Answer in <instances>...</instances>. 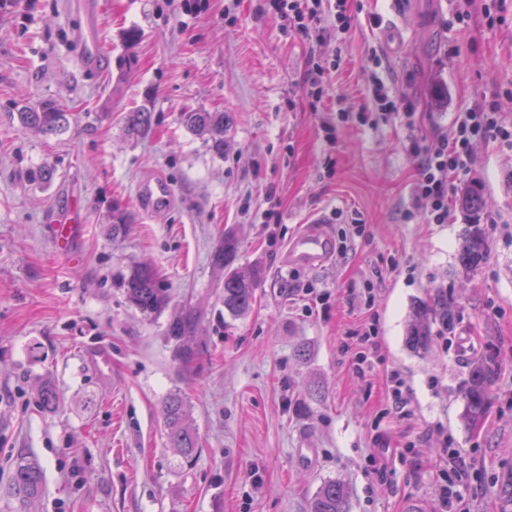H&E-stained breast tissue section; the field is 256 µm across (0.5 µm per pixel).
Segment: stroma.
Wrapping results in <instances>:
<instances>
[{"mask_svg":"<svg viewBox=\"0 0 512 512\" xmlns=\"http://www.w3.org/2000/svg\"><path fill=\"white\" fill-rule=\"evenodd\" d=\"M99 2L98 72L79 64L84 19L65 0L0 6V485L30 456L43 469L32 512H307L326 478L345 483L350 512H442L452 456L470 512H497L512 473V152L474 140L481 209L452 201L447 223L431 224L414 206L413 148L486 98L512 127V0H485L492 23L478 9L457 21V0H350L349 30L324 9L315 47L264 0ZM315 55L338 62L316 102L303 87ZM379 85L413 116L383 110ZM37 99L75 123L50 137L27 131L16 106ZM143 105L153 130L129 140L124 116ZM187 112L229 116L223 155L187 129ZM44 165L52 181L30 187L27 173ZM155 179L170 193L148 210L139 190ZM116 201L136 215L117 237L107 218ZM270 211L279 223H266ZM69 212L78 230L60 253L55 226ZM315 215L331 256L289 263ZM471 223L484 227L490 257L463 282L455 257ZM228 231L237 266L261 270L241 317L225 312L213 264ZM141 262L172 297L151 317L118 285ZM439 285L461 298L455 334L414 353L411 305ZM370 294L381 358L361 377L345 345ZM186 305L200 313L202 349L189 372L167 335ZM487 343L500 373L470 431L460 389L472 347ZM97 346L112 353L107 384L84 358ZM42 379L56 409L39 402ZM174 393L198 437L189 459L166 436Z\"/></svg>","mask_w":512,"mask_h":512,"instance_id":"obj_1","label":"stroma"}]
</instances>
